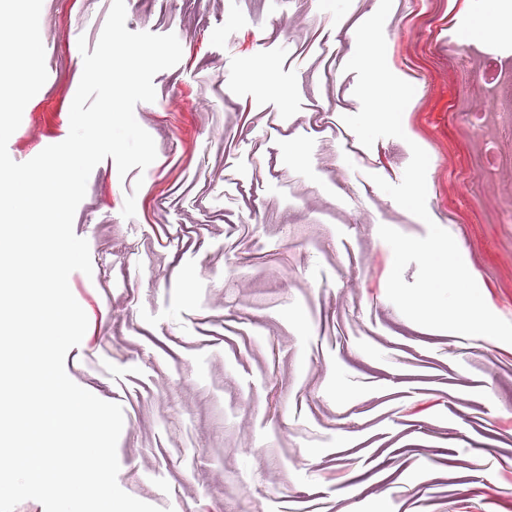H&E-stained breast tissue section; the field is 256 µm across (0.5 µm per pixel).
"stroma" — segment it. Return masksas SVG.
<instances>
[{"mask_svg": "<svg viewBox=\"0 0 512 512\" xmlns=\"http://www.w3.org/2000/svg\"><path fill=\"white\" fill-rule=\"evenodd\" d=\"M496 2L422 0L412 29L387 18V64L398 76L415 69V94L402 117L405 139L367 148L350 131L333 142L305 132L314 112L338 120L359 111L357 74L340 67L325 75L295 40L303 23L352 56L355 31L379 0L361 15L353 0H307L301 11L295 0H126L127 29L176 34L182 58L155 75V101L134 110L157 151L141 188L103 160L75 212L93 273L69 277L88 328L65 359L76 384L123 409L117 456L126 493L162 512H261L271 498L302 493L326 512L396 504L401 512H512V373L504 362L512 344L489 350L479 338L455 340L407 319L386 295L393 253L378 235L380 217L341 222L334 252L305 244L301 265L288 248L291 204L261 210L277 180L329 183L318 163L330 156L361 193L386 204L390 227L425 236V223L372 177L399 183L411 144L436 143L428 213L455 239L486 304L512 322V227L499 213L512 178L490 175L483 193H466L457 175L479 173L477 142L450 117L466 108L459 87L478 83L483 60L512 56V45L483 26ZM110 8L109 0H64L42 9L48 78L8 141L14 161L67 138L83 72L78 42L95 48ZM229 169L238 186L228 207ZM130 194L129 220L121 211ZM165 194L167 209L156 212ZM243 222L256 225V246L225 240L226 225ZM269 265L280 271L272 283ZM240 281L274 303L261 314L269 329L225 334L222 294ZM463 372L492 379L495 396L457 404L451 390ZM297 380L308 387L299 411L288 396ZM319 425L330 427L331 447L305 438L303 427ZM247 426L256 447H278L275 477L232 496L228 487L260 463L236 451ZM477 455L483 467H473ZM338 467L366 491L349 496L333 477ZM392 467L401 479L375 501L372 480Z\"/></svg>", "mask_w": 512, "mask_h": 512, "instance_id": "35a3bbf8", "label": "stroma"}]
</instances>
